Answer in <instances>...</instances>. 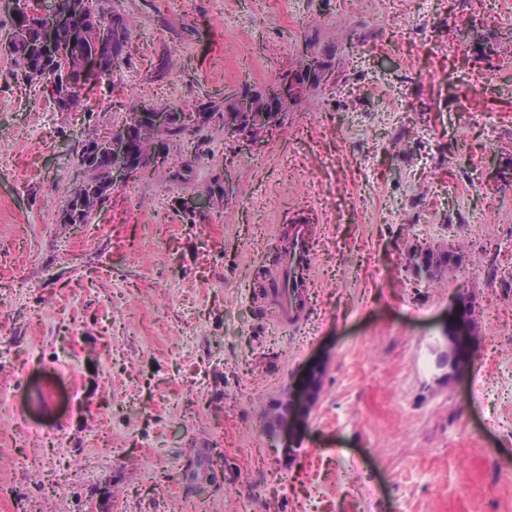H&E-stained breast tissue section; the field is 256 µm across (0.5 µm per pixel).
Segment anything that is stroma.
<instances>
[{
  "mask_svg": "<svg viewBox=\"0 0 512 512\" xmlns=\"http://www.w3.org/2000/svg\"><path fill=\"white\" fill-rule=\"evenodd\" d=\"M108 6L135 31L93 110L57 111L0 52V512H512V0ZM308 46L334 77L260 143L207 128L190 182L162 170L60 223L64 146L133 100L266 88ZM304 209L314 308L285 327L252 285ZM419 245L460 262L414 278ZM312 368L288 455L267 428ZM212 448L223 478L201 498L183 473Z\"/></svg>",
  "mask_w": 512,
  "mask_h": 512,
  "instance_id": "1",
  "label": "stroma"
}]
</instances>
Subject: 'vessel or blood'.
Masks as SVG:
<instances>
[{
  "mask_svg": "<svg viewBox=\"0 0 512 512\" xmlns=\"http://www.w3.org/2000/svg\"><path fill=\"white\" fill-rule=\"evenodd\" d=\"M288 245L265 276L264 307L281 324L300 323L310 307L317 226L311 213H298L286 226Z\"/></svg>",
  "mask_w": 512,
  "mask_h": 512,
  "instance_id": "vessel-or-blood-1",
  "label": "vessel or blood"
}]
</instances>
